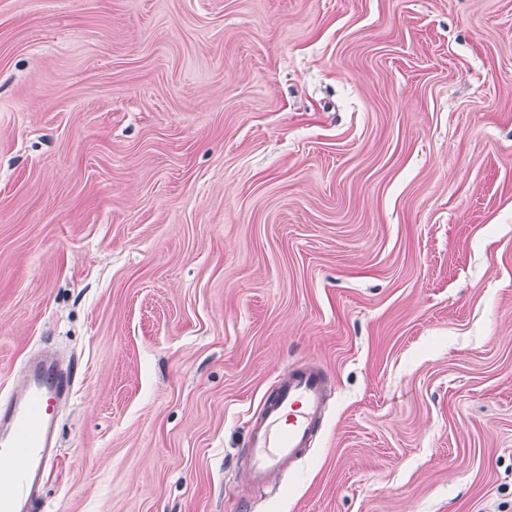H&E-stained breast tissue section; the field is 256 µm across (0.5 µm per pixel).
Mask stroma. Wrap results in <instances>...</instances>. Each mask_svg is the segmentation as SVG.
I'll return each instance as SVG.
<instances>
[{"label":"stroma","mask_w":512,"mask_h":512,"mask_svg":"<svg viewBox=\"0 0 512 512\" xmlns=\"http://www.w3.org/2000/svg\"><path fill=\"white\" fill-rule=\"evenodd\" d=\"M46 349L40 512H512V0H0V401ZM326 384L314 366L288 370L276 395L263 403L247 439V472L252 491L275 484L307 452L324 416Z\"/></svg>","instance_id":"1"}]
</instances>
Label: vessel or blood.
<instances>
[{
  "mask_svg": "<svg viewBox=\"0 0 512 512\" xmlns=\"http://www.w3.org/2000/svg\"><path fill=\"white\" fill-rule=\"evenodd\" d=\"M72 386L71 376L45 362L26 368L25 384L0 403V512H38L37 488L55 454V408ZM326 384L314 366L289 370L275 396L264 402L247 439L252 490L275 484L307 452L324 416Z\"/></svg>",
  "mask_w": 512,
  "mask_h": 512,
  "instance_id": "b4317fda",
  "label": "vessel or blood"
}]
</instances>
